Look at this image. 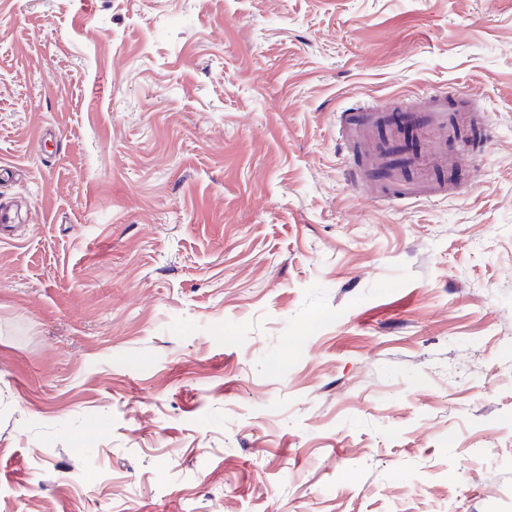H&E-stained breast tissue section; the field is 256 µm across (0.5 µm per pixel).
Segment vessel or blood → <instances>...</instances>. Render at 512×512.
I'll return each mask as SVG.
<instances>
[{"label":"vessel or blood","instance_id":"b4317fda","mask_svg":"<svg viewBox=\"0 0 512 512\" xmlns=\"http://www.w3.org/2000/svg\"><path fill=\"white\" fill-rule=\"evenodd\" d=\"M338 138L359 163L352 188L384 205L454 198L459 182L448 174V144L460 128L488 137L489 114L458 89H423L400 106L373 102L336 115Z\"/></svg>","mask_w":512,"mask_h":512}]
</instances>
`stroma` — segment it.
Returning <instances> with one entry per match:
<instances>
[{
    "instance_id": "obj_1",
    "label": "stroma",
    "mask_w": 512,
    "mask_h": 512,
    "mask_svg": "<svg viewBox=\"0 0 512 512\" xmlns=\"http://www.w3.org/2000/svg\"><path fill=\"white\" fill-rule=\"evenodd\" d=\"M453 87L458 196L336 114ZM0 512H512V0H0Z\"/></svg>"
}]
</instances>
